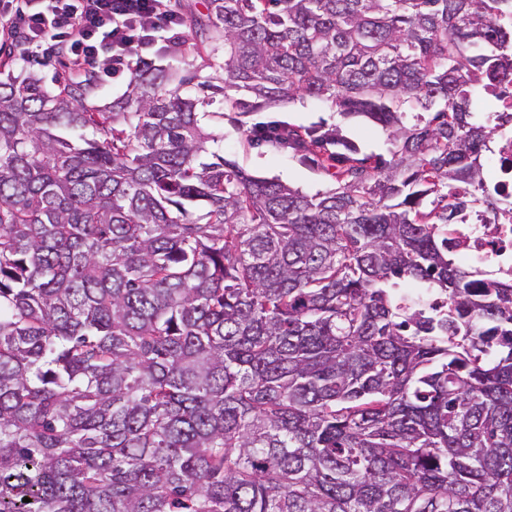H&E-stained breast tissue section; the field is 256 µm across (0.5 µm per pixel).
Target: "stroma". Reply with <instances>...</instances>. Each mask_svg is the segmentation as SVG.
Instances as JSON below:
<instances>
[{
  "instance_id": "stroma-1",
  "label": "stroma",
  "mask_w": 512,
  "mask_h": 512,
  "mask_svg": "<svg viewBox=\"0 0 512 512\" xmlns=\"http://www.w3.org/2000/svg\"><path fill=\"white\" fill-rule=\"evenodd\" d=\"M141 55L168 66L175 77H188L189 82L184 86L188 92L194 91L197 83L221 74L216 61L201 59L190 51L175 54L152 48L142 50ZM270 122L327 128L338 125L365 151L384 154L390 147L387 134L380 127L362 119L343 118L329 103L308 97L258 112L240 114L228 111L224 116L206 119L204 126L207 131L217 134L216 150L251 174L279 179L309 194L332 188L334 182L328 175L294 157L287 149L248 141L247 134L251 128Z\"/></svg>"
}]
</instances>
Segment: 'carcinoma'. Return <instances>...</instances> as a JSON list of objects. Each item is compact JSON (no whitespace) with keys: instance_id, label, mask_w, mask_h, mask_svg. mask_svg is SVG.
Returning a JSON list of instances; mask_svg holds the SVG:
<instances>
[{"instance_id":"cac0c4a2","label":"carcinoma","mask_w":512,"mask_h":512,"mask_svg":"<svg viewBox=\"0 0 512 512\" xmlns=\"http://www.w3.org/2000/svg\"><path fill=\"white\" fill-rule=\"evenodd\" d=\"M179 11L223 84L0 79V512H512V278L448 237L512 220L473 111L512 83V0ZM218 95L324 99L393 149L250 131L333 178L307 195L209 149ZM423 283L448 305L396 300ZM95 66L100 79L96 94L92 97V102L103 104L121 96L127 87L128 75L126 71L115 74L112 72V77L107 76L104 73L106 65L102 58L95 62Z\"/></svg>"}]
</instances>
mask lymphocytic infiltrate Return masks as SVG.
I'll list each match as a JSON object with an SVG mask.
<instances>
[{
  "instance_id": "1",
  "label": "lymphocytic infiltrate",
  "mask_w": 512,
  "mask_h": 512,
  "mask_svg": "<svg viewBox=\"0 0 512 512\" xmlns=\"http://www.w3.org/2000/svg\"><path fill=\"white\" fill-rule=\"evenodd\" d=\"M175 0H0V30L16 42L19 57L45 43L61 45L72 72L91 58L127 67L134 50L155 45L178 28Z\"/></svg>"
}]
</instances>
